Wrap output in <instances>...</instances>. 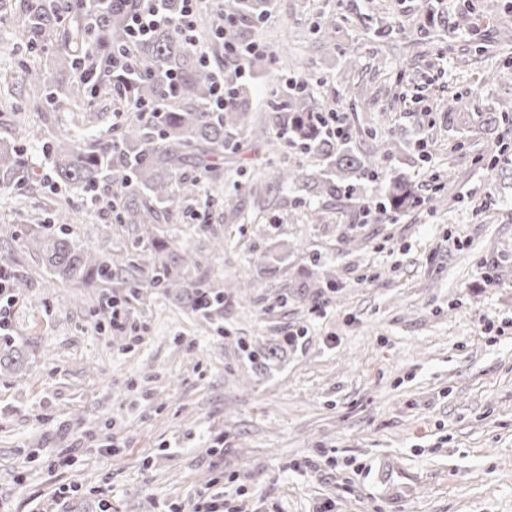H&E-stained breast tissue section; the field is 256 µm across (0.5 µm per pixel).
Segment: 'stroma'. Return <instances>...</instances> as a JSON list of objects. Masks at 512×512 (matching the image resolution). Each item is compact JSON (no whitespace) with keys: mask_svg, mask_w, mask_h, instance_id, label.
I'll return each mask as SVG.
<instances>
[{"mask_svg":"<svg viewBox=\"0 0 512 512\" xmlns=\"http://www.w3.org/2000/svg\"><path fill=\"white\" fill-rule=\"evenodd\" d=\"M20 5L0 0V143L38 137L0 190V256L28 279L11 309L22 365L0 369V512H177L217 488L226 512H512V126L476 134L479 113L512 114V0H445L435 21L431 0H272L246 34L266 59L251 108L307 80L358 152L385 150L378 175L335 199L277 189L314 161L276 129L238 133L212 172L183 166L197 194L160 235L199 254L224 303L207 320L145 290L134 336L23 245L66 224L120 263L131 236L54 183L41 143L85 112L34 110L22 72L50 69L56 45L30 52ZM394 174L420 205L367 220Z\"/></svg>","mask_w":512,"mask_h":512,"instance_id":"35a3bbf8","label":"stroma"}]
</instances>
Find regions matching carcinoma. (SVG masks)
Wrapping results in <instances>:
<instances>
[{
    "label": "carcinoma",
    "instance_id": "carcinoma-1",
    "mask_svg": "<svg viewBox=\"0 0 512 512\" xmlns=\"http://www.w3.org/2000/svg\"><path fill=\"white\" fill-rule=\"evenodd\" d=\"M234 2L237 23L228 28L216 24L224 46L243 40L244 28L260 21L267 11L268 0ZM22 9L30 49H38L53 36L61 40L52 69L24 70V80L40 89L36 106L49 111L65 97L90 101L110 95L116 111L125 113L115 149L99 133L43 143L57 184L95 192L102 180L112 178V195L102 199V205L115 223L131 224L135 231L132 256L118 267L111 255L78 245L63 225H39L23 246L38 252L54 276L76 288H97L110 295L115 283L132 297L144 288L175 289L190 309L203 312L224 302L221 286L185 278L199 262L185 247L158 242L155 230L171 210L195 197L196 182L177 180L175 172L188 158L201 162L224 152L233 132L240 129L257 137L265 136L271 123L284 130L289 142L319 162L323 174L287 169L281 173L280 185L301 184L319 198L339 196L349 189L351 180L377 168L376 153L360 155L348 143L326 136L321 112L308 104L302 81L286 102L274 108L270 123L251 113L246 85L235 72L227 76L233 103L222 112L208 111L213 98L210 69L190 51L186 38L166 27L128 45L127 0H22ZM123 51L136 58L139 69L115 78L112 55ZM162 103L169 104V109L153 121L139 112L141 107ZM17 152L15 145L0 149L1 185L10 182L18 169ZM419 202L409 179L393 178L376 221L382 223ZM151 246L154 256L144 264L140 253ZM0 266L8 272L13 293L27 287L25 276L16 272L9 259H1Z\"/></svg>",
    "mask_w": 512,
    "mask_h": 512
}]
</instances>
